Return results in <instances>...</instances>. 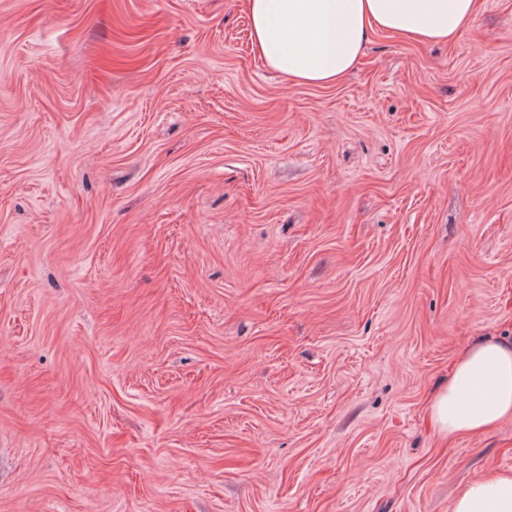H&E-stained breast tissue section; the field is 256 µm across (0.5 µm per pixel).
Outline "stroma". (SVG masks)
<instances>
[{
    "mask_svg": "<svg viewBox=\"0 0 512 512\" xmlns=\"http://www.w3.org/2000/svg\"><path fill=\"white\" fill-rule=\"evenodd\" d=\"M341 84L243 0H0V512H451L512 419V0ZM429 408L444 438L478 433L512 418V342L484 340L467 347Z\"/></svg>",
    "mask_w": 512,
    "mask_h": 512,
    "instance_id": "35a3bbf8",
    "label": "stroma"
}]
</instances>
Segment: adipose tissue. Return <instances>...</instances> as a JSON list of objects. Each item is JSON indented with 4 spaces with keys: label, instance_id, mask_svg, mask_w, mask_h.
I'll return each instance as SVG.
<instances>
[{
    "label": "adipose tissue",
    "instance_id": "adipose-tissue-1",
    "mask_svg": "<svg viewBox=\"0 0 512 512\" xmlns=\"http://www.w3.org/2000/svg\"><path fill=\"white\" fill-rule=\"evenodd\" d=\"M252 45L267 67L310 85L341 82L377 31L419 42H451L472 23L476 0H245ZM445 438L512 418V342L479 341L457 359L430 403ZM452 512H512V471L462 486Z\"/></svg>",
    "mask_w": 512,
    "mask_h": 512
}]
</instances>
